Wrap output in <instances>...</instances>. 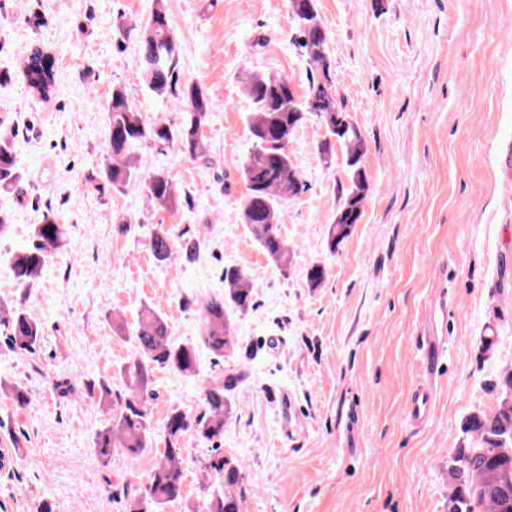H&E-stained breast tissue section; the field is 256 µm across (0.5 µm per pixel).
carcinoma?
Segmentation results:
<instances>
[{
    "instance_id": "1",
    "label": "carcinoma",
    "mask_w": 512,
    "mask_h": 512,
    "mask_svg": "<svg viewBox=\"0 0 512 512\" xmlns=\"http://www.w3.org/2000/svg\"><path fill=\"white\" fill-rule=\"evenodd\" d=\"M290 12L296 29L295 45L314 66L316 76L306 92L289 98L288 78L251 74L244 93L252 104L247 129L252 150L242 162L246 194L241 200V220L275 268L284 272L291 260L288 243L281 235L283 206L304 192L305 184L295 170L291 154L283 144L302 124L307 115L317 116L326 127V137L319 145L326 164L336 158V147L345 150L347 185L339 186L342 204L328 229L331 245L348 238L353 225L362 216L367 182L362 167L366 148L356 126L349 120L338 101L335 80L328 54L327 31L317 10L316 0H290ZM117 32L128 37L138 31L137 67L149 91L157 98L176 97L185 102L183 120L177 127L147 123L129 100L125 89L116 84L107 104L108 136L103 175L112 188L120 191L129 186L142 187L147 197L167 211L177 208L178 190L172 178L161 172L142 176L131 157V150L141 143L159 145L177 143L195 159L207 154L204 128L211 103L203 90L179 80V44L161 3L144 24L124 26ZM23 81L34 97L47 101L55 94V61L39 44L30 49L22 69ZM21 182L16 167L15 143L11 135L0 134V190L10 192ZM68 228L59 223L56 213L48 210L33 225L30 244L9 256L8 265L15 283L32 286L56 256L63 253ZM197 249L190 240L178 242L167 231L155 233L151 252L159 263L170 261L178 253L192 257ZM257 285L251 275L239 268L224 270V294L198 303V338L217 359L232 356L238 349L236 319L253 309ZM112 330L128 338L133 352L121 374L126 393L112 396L106 384L99 387V402L106 407L108 423L95 438V454L104 466L112 461L119 448L131 459L152 451L154 432L148 399L153 395L154 372L168 368L190 373L196 364L192 343L178 344L172 337L167 320L153 308L141 310L135 328L113 319ZM0 333L12 351L31 353L43 338L41 323L26 312L22 302L0 298ZM242 375L222 370L202 385L205 412L192 417L174 409L168 415L163 438L165 448L154 456L152 470L136 495L127 499L124 512H164L167 504L185 498L184 479L187 449L181 439L187 432L213 445V454L203 462L204 483L217 489L203 494L202 502L189 506L190 512H240L248 488L243 460L226 454L218 442L224 439V426L231 417L232 392ZM496 405L479 410L465 419L464 430L473 444L458 448L448 461V512H512V368L504 369L491 383ZM0 398L23 406L27 393L19 387L0 384ZM468 467H455L459 460Z\"/></svg>"
}]
</instances>
